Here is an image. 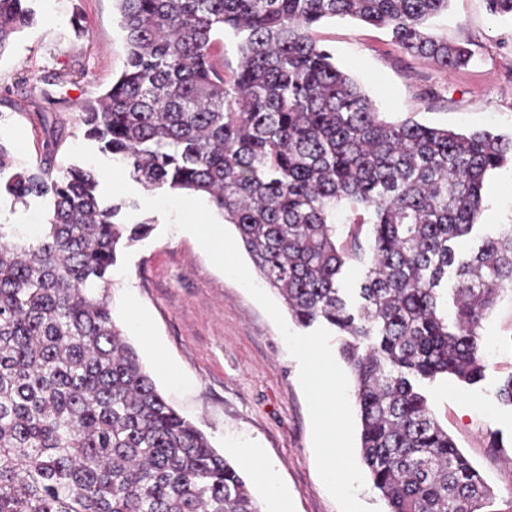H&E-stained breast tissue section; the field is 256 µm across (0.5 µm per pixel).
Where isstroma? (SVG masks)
Instances as JSON below:
<instances>
[{
  "label": "stroma",
  "mask_w": 512,
  "mask_h": 512,
  "mask_svg": "<svg viewBox=\"0 0 512 512\" xmlns=\"http://www.w3.org/2000/svg\"><path fill=\"white\" fill-rule=\"evenodd\" d=\"M33 8L34 23L0 55V141L29 169L51 152L56 164H68L69 150L84 141L81 112L109 89L126 58L114 0H35ZM429 28L470 48V64L445 70L404 53L385 30L350 19L323 22L313 36L388 120L512 138V21L490 14L485 0H450ZM484 199L483 231L495 235L512 225V170L486 181ZM47 217V203L37 198L0 202V222L24 239ZM109 295L115 324L160 393L214 448L237 464L240 449L258 446L288 495L289 512H340L317 471L297 360L263 308L194 239L156 219L148 238L121 248ZM132 311L146 321L147 334L130 325ZM481 347L484 379L473 386L437 380L432 409L494 490L499 512H512V406L497 399L512 374V294L484 321Z\"/></svg>",
  "instance_id": "35a3bbf8"
}]
</instances>
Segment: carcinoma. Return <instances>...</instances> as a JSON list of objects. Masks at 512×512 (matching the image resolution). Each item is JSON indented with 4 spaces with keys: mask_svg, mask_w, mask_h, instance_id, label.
Wrapping results in <instances>:
<instances>
[{
    "mask_svg": "<svg viewBox=\"0 0 512 512\" xmlns=\"http://www.w3.org/2000/svg\"><path fill=\"white\" fill-rule=\"evenodd\" d=\"M0 0V55L34 21ZM126 61L80 117L149 190L206 199L298 325L326 323L355 383L361 459L389 512H499L432 415L426 386L485 377L480 329L512 283V232H479L512 139L376 102L311 36L325 19L384 28L446 70L471 50L426 32L448 0H116ZM238 38L237 65L217 35ZM90 166L14 170L0 198H41L30 243L0 224V512H261L245 479L158 391L112 320L117 246L146 238ZM363 275L358 303L339 283ZM454 278L453 287L448 277Z\"/></svg>",
    "mask_w": 512,
    "mask_h": 512,
    "instance_id": "obj_1",
    "label": "carcinoma"
}]
</instances>
